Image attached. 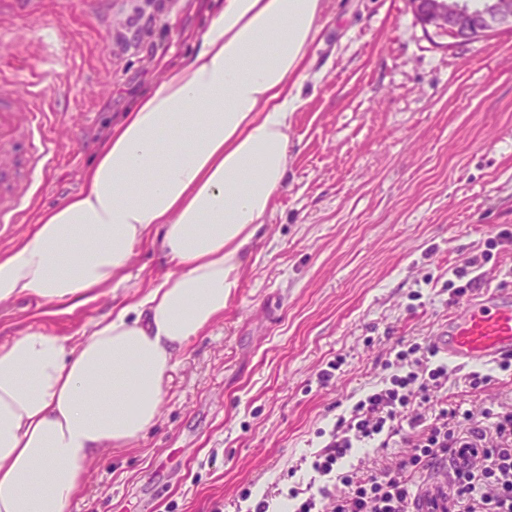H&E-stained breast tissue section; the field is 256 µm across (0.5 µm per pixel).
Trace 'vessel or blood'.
I'll list each match as a JSON object with an SVG mask.
<instances>
[{
	"mask_svg": "<svg viewBox=\"0 0 512 512\" xmlns=\"http://www.w3.org/2000/svg\"><path fill=\"white\" fill-rule=\"evenodd\" d=\"M19 84L0 82V158L10 157L0 170V224L19 223L22 205L40 191L38 175L58 155V141L45 125L42 79ZM439 356L455 366L491 364L512 358V290L479 288L449 316L434 339Z\"/></svg>",
	"mask_w": 512,
	"mask_h": 512,
	"instance_id": "1",
	"label": "vessel or blood"
}]
</instances>
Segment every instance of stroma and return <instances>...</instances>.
<instances>
[{
  "label": "stroma",
  "instance_id": "stroma-1",
  "mask_svg": "<svg viewBox=\"0 0 512 512\" xmlns=\"http://www.w3.org/2000/svg\"><path fill=\"white\" fill-rule=\"evenodd\" d=\"M144 44L110 48L136 7ZM219 0H112L110 22L81 0L45 16L0 12L23 56L59 64L47 93L56 161L40 173L0 252L40 213L76 193L112 124L192 53ZM64 33L46 47L49 28ZM160 47L149 51L150 44ZM310 76L288 131V176L224 315L179 356L159 417L137 442L88 467L71 512H236L314 479L309 460L340 417L390 374L400 342H431L452 311L448 285L469 266L481 287L512 286V27L474 41L424 30L407 0H327ZM158 252L134 250L132 279L72 313L0 303V342L42 327L80 342L112 306L163 277ZM341 360L328 386L318 376ZM472 393L448 372L450 402L481 416L512 404V370Z\"/></svg>",
  "mask_w": 512,
  "mask_h": 512
}]
</instances>
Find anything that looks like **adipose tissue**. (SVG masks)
<instances>
[{
	"label": "adipose tissue",
	"instance_id": "adipose-tissue-1",
	"mask_svg": "<svg viewBox=\"0 0 512 512\" xmlns=\"http://www.w3.org/2000/svg\"><path fill=\"white\" fill-rule=\"evenodd\" d=\"M325 0H224L198 50L109 134L80 191L0 255V302L116 292L136 245L168 270L85 339L0 343V512H70L85 466L156 422L185 346L223 317L288 173Z\"/></svg>",
	"mask_w": 512,
	"mask_h": 512
}]
</instances>
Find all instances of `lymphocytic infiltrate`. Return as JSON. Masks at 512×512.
<instances>
[{"label":"lymphocytic infiltrate","instance_id":"f902f5d3","mask_svg":"<svg viewBox=\"0 0 512 512\" xmlns=\"http://www.w3.org/2000/svg\"><path fill=\"white\" fill-rule=\"evenodd\" d=\"M389 366V378L358 400L315 455L311 467L325 484L305 494L289 489L293 512H415L453 448L480 449L481 458L474 472L439 486L438 498L451 501V512H512V406L479 417L448 407L440 397L448 364L430 345H402ZM374 442L400 450L375 472L345 469L352 449Z\"/></svg>","mask_w":512,"mask_h":512}]
</instances>
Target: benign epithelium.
Listing matches in <instances>:
<instances>
[{
    "label": "benign epithelium",
    "instance_id": "obj_1",
    "mask_svg": "<svg viewBox=\"0 0 512 512\" xmlns=\"http://www.w3.org/2000/svg\"><path fill=\"white\" fill-rule=\"evenodd\" d=\"M419 23L436 34L471 41L502 27L512 26V0H409Z\"/></svg>",
    "mask_w": 512,
    "mask_h": 512
}]
</instances>
